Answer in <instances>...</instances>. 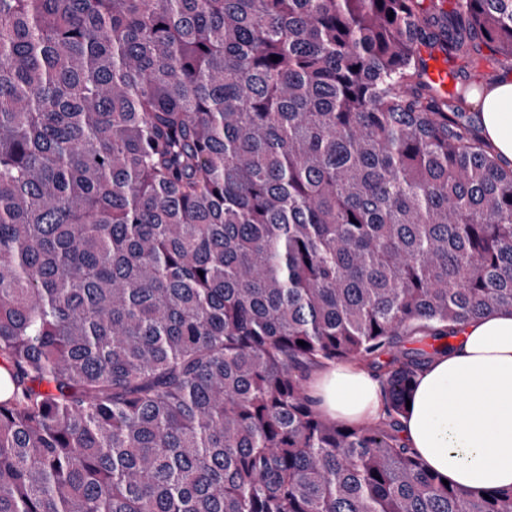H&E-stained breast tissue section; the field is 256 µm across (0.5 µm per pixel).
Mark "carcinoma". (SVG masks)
Listing matches in <instances>:
<instances>
[{"mask_svg":"<svg viewBox=\"0 0 512 512\" xmlns=\"http://www.w3.org/2000/svg\"><path fill=\"white\" fill-rule=\"evenodd\" d=\"M426 45L512 59V0H0V512H512L399 435L512 311V168ZM345 361L382 421L317 407Z\"/></svg>","mask_w":512,"mask_h":512,"instance_id":"carcinoma-1","label":"carcinoma"}]
</instances>
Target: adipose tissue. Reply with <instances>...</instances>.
<instances>
[{"label": "adipose tissue", "mask_w": 512, "mask_h": 512, "mask_svg": "<svg viewBox=\"0 0 512 512\" xmlns=\"http://www.w3.org/2000/svg\"><path fill=\"white\" fill-rule=\"evenodd\" d=\"M467 103L483 139L512 162V76L474 92ZM457 336L419 375L401 439L460 491L512 487V312L467 322ZM313 394L327 416L345 424L385 416L378 381L356 362L319 369Z\"/></svg>", "instance_id": "1"}]
</instances>
